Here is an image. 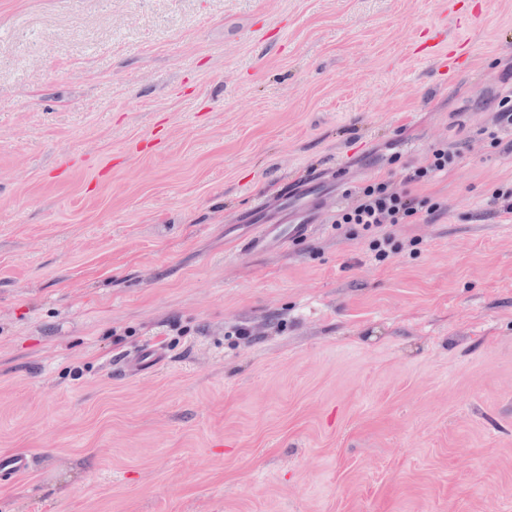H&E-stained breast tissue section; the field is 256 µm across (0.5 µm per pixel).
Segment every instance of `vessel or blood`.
<instances>
[{"label": "vessel or blood", "instance_id": "vessel-or-blood-1", "mask_svg": "<svg viewBox=\"0 0 512 512\" xmlns=\"http://www.w3.org/2000/svg\"><path fill=\"white\" fill-rule=\"evenodd\" d=\"M309 195V188L301 184L290 191L286 201L278 206L273 207L263 201L257 203L255 210L264 221L259 233L245 243V251H264L271 245L304 236L314 221Z\"/></svg>", "mask_w": 512, "mask_h": 512}]
</instances>
